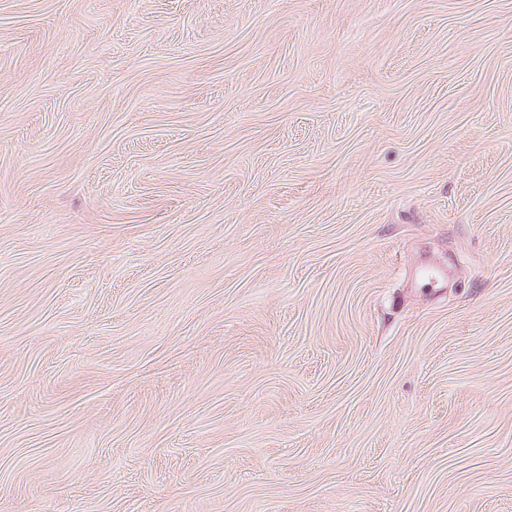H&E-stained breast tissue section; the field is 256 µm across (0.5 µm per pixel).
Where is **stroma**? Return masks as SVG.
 I'll use <instances>...</instances> for the list:
<instances>
[{
	"label": "stroma",
	"instance_id": "obj_1",
	"mask_svg": "<svg viewBox=\"0 0 512 512\" xmlns=\"http://www.w3.org/2000/svg\"><path fill=\"white\" fill-rule=\"evenodd\" d=\"M0 512H512V0H0Z\"/></svg>",
	"mask_w": 512,
	"mask_h": 512
}]
</instances>
